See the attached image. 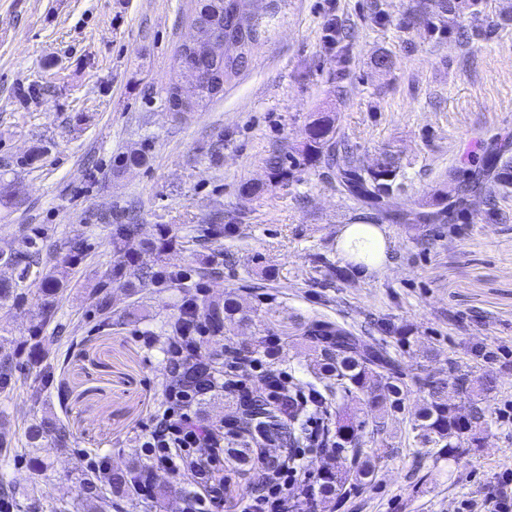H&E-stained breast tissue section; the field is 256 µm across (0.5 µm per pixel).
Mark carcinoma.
Instances as JSON below:
<instances>
[{"instance_id": "obj_1", "label": "carcinoma", "mask_w": 512, "mask_h": 512, "mask_svg": "<svg viewBox=\"0 0 512 512\" xmlns=\"http://www.w3.org/2000/svg\"><path fill=\"white\" fill-rule=\"evenodd\" d=\"M286 0H199L190 16V22L205 16L216 27L224 28L228 47L222 56L213 60L210 78L220 77L228 83L252 65L255 53L268 33L269 20L279 4ZM211 95H190L180 103L176 113L197 112ZM501 156L490 160L486 175L465 186L467 191H479L487 200L507 194V186L500 183L495 166ZM318 163L336 173V188L356 203L377 209L381 220H398L404 224H435L446 219V212L404 211L399 208L393 187L392 163L384 160L377 168L364 170L355 164L337 140L334 121L328 115L314 119L305 131L300 147L276 150L268 159L273 177L285 179L303 164ZM192 231L198 241L212 242L224 236L223 224H196ZM112 269L106 273L111 283L118 284L131 296L141 297L151 287L163 284L182 293V304L161 324L159 331L146 330L150 345H157L166 356L168 383L165 391L190 390L205 406L218 391L232 403L233 411L221 419L224 424V463L236 470L249 483H254L250 448H264L263 468L276 471L296 462L299 448H334L333 463L318 476L315 490L300 489L293 512H315L317 502L331 496L342 497L361 489L373 481L375 463L387 454L385 448L368 452L362 448L367 426L380 428L383 419L405 408L411 387L426 393V399L415 413L411 434L422 448H440L448 456L456 457L466 447L477 443L466 436L472 423L484 418L481 408H474L471 418L460 421L448 403V391L472 396L480 391L492 392L496 381L486 375L476 381L467 374L458 375L453 382L424 372H408L399 355L380 343L354 335L346 327L332 322L313 320L304 324L302 338L313 352V366L328 376L332 383L323 387L311 386L321 408L328 409L334 397L341 395L359 401L366 411L355 410L336 414L327 419L321 431L309 427V416L315 405L299 406L290 416L266 402L242 379L240 371L261 353L278 357L280 349L268 346L260 339L250 348H226L203 356L197 354L187 362L176 357L175 342L190 322H199L207 333L219 340L224 330L251 319L249 311L239 303L226 299L216 302L198 295V283L185 271H170L160 265L161 257L181 244L179 237L162 227L156 233L144 236L139 224L112 225ZM50 250L43 235L22 238L21 245L8 251L0 250V266L13 271V276L0 277V303L29 302L37 308L42 324L32 329L29 340L16 345L8 337V330L0 328V390L11 385L16 368L15 360L23 358L31 369L46 377L54 370L55 362L44 350L40 333L49 322L70 285V270L84 256V241H70L67 252L55 265L42 264L43 251ZM37 288H27V282ZM73 434L57 417L45 414L41 418L24 420L14 432V442L0 437V463L10 467L11 458L26 456L32 470L30 483L21 484L7 472L0 473V499L11 501L21 512H125L130 500L128 486L132 483L155 482L147 468V460L158 452L156 448H142L134 462L125 470L99 471L101 461L92 460L86 469L69 477L76 484V498L46 504L36 494L34 486L45 474L47 466L38 455L50 443L57 449L69 447Z\"/></svg>"}]
</instances>
